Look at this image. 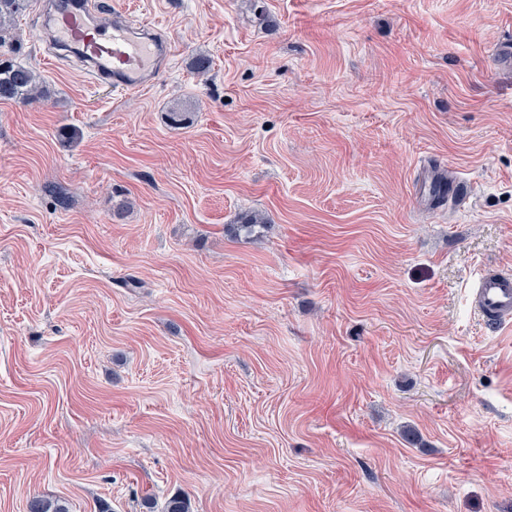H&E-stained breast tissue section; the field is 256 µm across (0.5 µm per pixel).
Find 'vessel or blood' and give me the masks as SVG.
<instances>
[{"label": "vessel or blood", "mask_w": 512, "mask_h": 512, "mask_svg": "<svg viewBox=\"0 0 512 512\" xmlns=\"http://www.w3.org/2000/svg\"><path fill=\"white\" fill-rule=\"evenodd\" d=\"M86 19L83 0H67L54 38L60 46L78 50L85 73L111 84L115 91L143 89L171 55L168 42L155 38L148 26L133 23L119 11L98 17L90 44L79 45ZM470 296L474 310L485 323L501 326L512 322L511 275L481 273L470 287Z\"/></svg>", "instance_id": "b4317fda"}]
</instances>
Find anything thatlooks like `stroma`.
<instances>
[{"mask_svg":"<svg viewBox=\"0 0 512 512\" xmlns=\"http://www.w3.org/2000/svg\"><path fill=\"white\" fill-rule=\"evenodd\" d=\"M101 3L171 41L148 89L45 0L0 50L46 91L0 101V512H512V325L467 306L512 273V0Z\"/></svg>","mask_w":512,"mask_h":512,"instance_id":"obj_1","label":"stroma"}]
</instances>
